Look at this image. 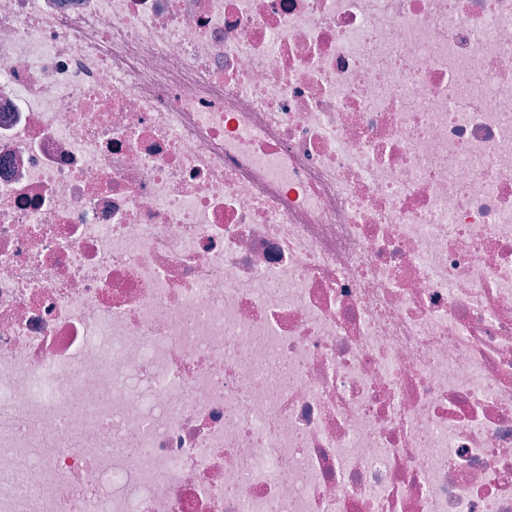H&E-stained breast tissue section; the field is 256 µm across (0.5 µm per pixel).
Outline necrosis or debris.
Instances as JSON below:
<instances>
[{"label":"necrosis or debris","instance_id":"4bbe7bcc","mask_svg":"<svg viewBox=\"0 0 512 512\" xmlns=\"http://www.w3.org/2000/svg\"><path fill=\"white\" fill-rule=\"evenodd\" d=\"M0 512H512V0H0Z\"/></svg>","mask_w":512,"mask_h":512}]
</instances>
